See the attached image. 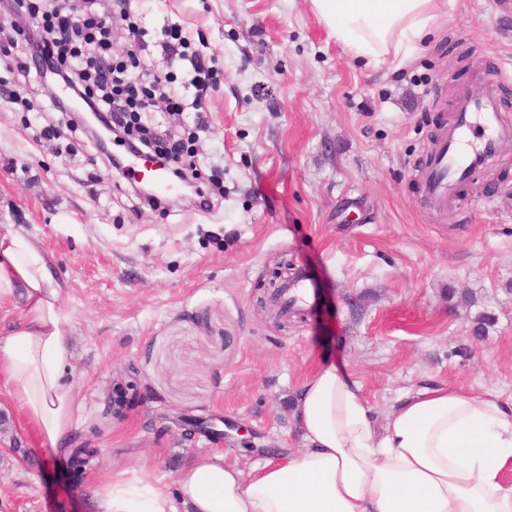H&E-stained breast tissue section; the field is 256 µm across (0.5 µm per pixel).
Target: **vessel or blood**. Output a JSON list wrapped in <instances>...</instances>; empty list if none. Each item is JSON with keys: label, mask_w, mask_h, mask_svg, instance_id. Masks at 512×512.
<instances>
[{"label": "vessel or blood", "mask_w": 512, "mask_h": 512, "mask_svg": "<svg viewBox=\"0 0 512 512\" xmlns=\"http://www.w3.org/2000/svg\"><path fill=\"white\" fill-rule=\"evenodd\" d=\"M456 117L444 139L436 145L424 181V197L434 207L448 208L455 189L468 170L483 165L501 145L504 123L494 86L482 94L456 99ZM317 292L305 274L279 298L282 307L313 308Z\"/></svg>", "instance_id": "b4317fda"}]
</instances>
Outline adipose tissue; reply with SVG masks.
Segmentation results:
<instances>
[{
  "label": "adipose tissue",
  "mask_w": 512,
  "mask_h": 512,
  "mask_svg": "<svg viewBox=\"0 0 512 512\" xmlns=\"http://www.w3.org/2000/svg\"><path fill=\"white\" fill-rule=\"evenodd\" d=\"M352 57L399 68L422 51L452 0H309ZM51 257L22 230L0 233V306L21 314L0 332V376L36 427L59 448L81 404L65 379L72 322ZM304 448L272 454L251 475L213 452L175 477L177 493L136 474H112L98 512H512V408L489 392L444 385L400 397L376 427L361 386L320 364L297 392Z\"/></svg>",
  "instance_id": "obj_1"
}]
</instances>
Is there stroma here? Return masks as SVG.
I'll list each match as a JSON object with an SVG mask.
<instances>
[{"mask_svg": "<svg viewBox=\"0 0 512 512\" xmlns=\"http://www.w3.org/2000/svg\"><path fill=\"white\" fill-rule=\"evenodd\" d=\"M112 56L160 64L170 26L212 58L202 110L188 62L165 72L184 99L156 122L183 139L210 201L139 203L93 139L49 111L19 49L0 52V231L53 257L73 333L66 379L81 402L64 453L0 377V512H94L111 474L173 485L191 458L251 470L261 445L300 449L293 416L318 365L357 381L376 423L394 401L451 385L512 407V138L447 210L423 174L459 94L497 84L512 129V0H457L428 49L365 65L307 0H128ZM302 269L314 310L276 324L261 304L278 263ZM491 316L474 336L478 316ZM96 454L72 478L74 448Z\"/></svg>", "mask_w": 512, "mask_h": 512, "instance_id": "35a3bbf8", "label": "stroma"}]
</instances>
